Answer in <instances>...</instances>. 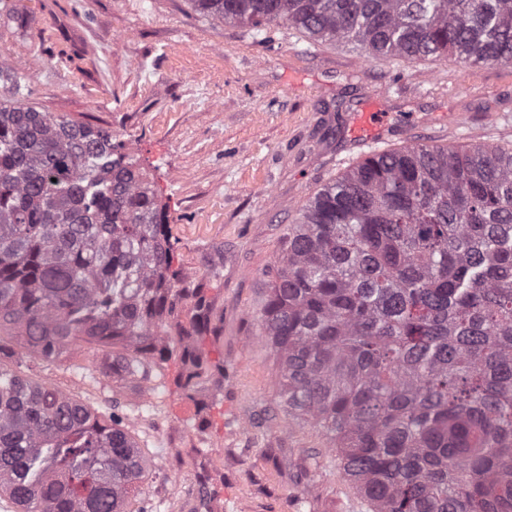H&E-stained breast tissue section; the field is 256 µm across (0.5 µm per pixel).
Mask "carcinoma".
<instances>
[{
  "mask_svg": "<svg viewBox=\"0 0 512 512\" xmlns=\"http://www.w3.org/2000/svg\"><path fill=\"white\" fill-rule=\"evenodd\" d=\"M265 42L279 26L366 59L512 67V0H193ZM0 101V497L16 512H131L150 471L121 428L27 381L116 349L145 377L181 350L210 367L203 298L179 319L173 247L146 173L112 131ZM257 318L288 407L327 436L371 512H512V145L412 143L325 184L288 225ZM176 338H171V330Z\"/></svg>",
  "mask_w": 512,
  "mask_h": 512,
  "instance_id": "1",
  "label": "carcinoma"
}]
</instances>
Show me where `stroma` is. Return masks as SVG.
<instances>
[{"label":"stroma","instance_id":"35a3bbf8","mask_svg":"<svg viewBox=\"0 0 512 512\" xmlns=\"http://www.w3.org/2000/svg\"><path fill=\"white\" fill-rule=\"evenodd\" d=\"M0 53L26 101L112 132L143 167L171 228L173 266L212 309V370L183 388L180 352L148 379L112 374L111 349L8 369L124 425L152 459L134 512H369L327 438L280 404L276 357L257 334L272 266L297 209L376 147L512 142V68L364 60L288 27L256 43L188 0H0ZM165 456H157L158 447Z\"/></svg>","mask_w":512,"mask_h":512}]
</instances>
